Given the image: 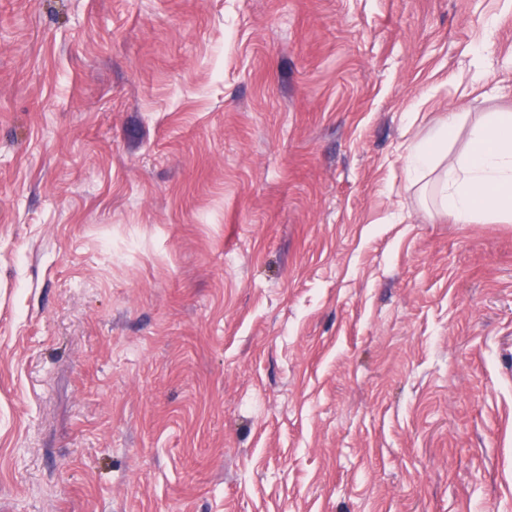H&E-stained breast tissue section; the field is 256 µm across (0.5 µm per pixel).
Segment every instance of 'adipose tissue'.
<instances>
[{
  "instance_id": "adipose-tissue-1",
  "label": "adipose tissue",
  "mask_w": 512,
  "mask_h": 512,
  "mask_svg": "<svg viewBox=\"0 0 512 512\" xmlns=\"http://www.w3.org/2000/svg\"><path fill=\"white\" fill-rule=\"evenodd\" d=\"M464 119L448 112L431 135L410 145L408 182L421 185L435 212L455 223H512V112L483 115L455 153L451 145Z\"/></svg>"
}]
</instances>
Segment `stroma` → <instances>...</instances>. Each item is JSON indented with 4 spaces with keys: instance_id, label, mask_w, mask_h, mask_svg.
<instances>
[{
    "instance_id": "35a3bbf8",
    "label": "stroma",
    "mask_w": 512,
    "mask_h": 512,
    "mask_svg": "<svg viewBox=\"0 0 512 512\" xmlns=\"http://www.w3.org/2000/svg\"><path fill=\"white\" fill-rule=\"evenodd\" d=\"M450 110L512 0H0V512H512V223L405 188Z\"/></svg>"
}]
</instances>
